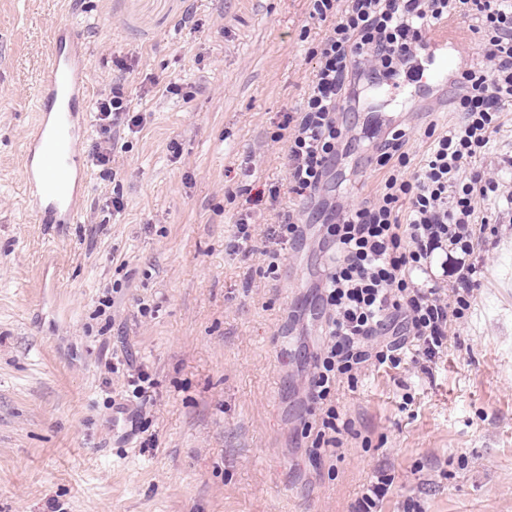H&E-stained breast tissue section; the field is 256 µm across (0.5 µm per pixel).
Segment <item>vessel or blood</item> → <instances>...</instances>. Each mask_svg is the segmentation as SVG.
<instances>
[{"mask_svg":"<svg viewBox=\"0 0 512 512\" xmlns=\"http://www.w3.org/2000/svg\"><path fill=\"white\" fill-rule=\"evenodd\" d=\"M433 59L429 74H417L415 93L430 96L448 82L440 61L448 53V32L432 36ZM89 104L88 59L81 32L71 22L51 31L46 59L36 94V122L24 147L21 166L28 209L42 224H75L81 213L76 206L72 181L88 177L85 165L76 164V147L87 132Z\"/></svg>","mask_w":512,"mask_h":512,"instance_id":"b4317fda","label":"vessel or blood"}]
</instances>
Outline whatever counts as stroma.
Instances as JSON below:
<instances>
[{"label": "stroma", "mask_w": 512, "mask_h": 512, "mask_svg": "<svg viewBox=\"0 0 512 512\" xmlns=\"http://www.w3.org/2000/svg\"><path fill=\"white\" fill-rule=\"evenodd\" d=\"M309 0H0V512H355L377 477L381 512H512V236H486L467 324L425 364L341 386L349 428L313 454L307 401L322 208L377 189L389 128L459 120L408 90L364 84L349 144L318 198L289 197L288 147L325 25ZM73 21L90 95L124 83L143 121L116 126L76 224L26 207L23 143L50 29ZM277 202L248 206L266 186ZM120 199L122 210L112 208ZM303 235L263 250L287 213ZM254 251L232 252L242 214ZM142 403L130 402L131 370ZM411 395L404 403L403 395Z\"/></svg>", "instance_id": "stroma-1"}]
</instances>
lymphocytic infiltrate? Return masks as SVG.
<instances>
[{"mask_svg": "<svg viewBox=\"0 0 512 512\" xmlns=\"http://www.w3.org/2000/svg\"><path fill=\"white\" fill-rule=\"evenodd\" d=\"M310 15L327 29L299 111L283 115L273 141H287L291 193L311 198L344 146L340 114L361 81L396 78L414 63L428 33L451 17L468 20L482 39L481 62L457 72L451 105L461 114L445 130L428 125L427 149L413 158L412 132L395 127L373 153L382 178L374 194L336 208L323 226L326 264L319 288L324 336L315 357L310 399L320 429L312 443L337 444L340 384L355 385L369 369L430 361L464 323L470 291L421 282L436 251L473 256L489 227L492 202L512 205V183L492 168L476 169L512 107V0H310ZM109 133L130 115L121 85L95 102Z\"/></svg>", "mask_w": 512, "mask_h": 512, "instance_id": "f902f5d3", "label": "lymphocytic infiltrate"}]
</instances>
